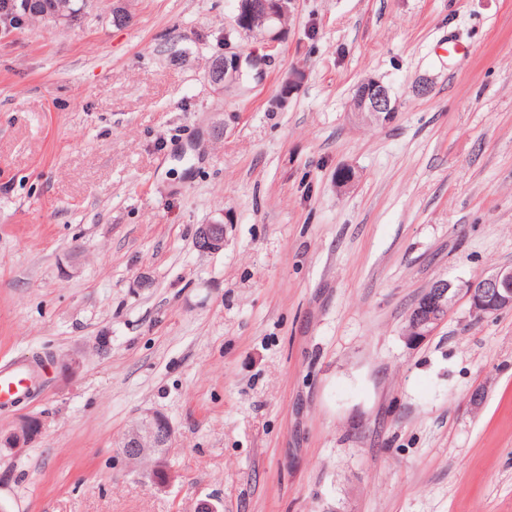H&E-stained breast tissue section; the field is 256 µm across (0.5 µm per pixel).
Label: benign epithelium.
Segmentation results:
<instances>
[{
  "instance_id": "7a95c632",
  "label": "benign epithelium",
  "mask_w": 512,
  "mask_h": 512,
  "mask_svg": "<svg viewBox=\"0 0 512 512\" xmlns=\"http://www.w3.org/2000/svg\"><path fill=\"white\" fill-rule=\"evenodd\" d=\"M33 12L46 21L64 22L68 16L53 2L37 5ZM266 56L245 55L240 52H226L224 57L212 66L211 80L225 90L240 89L239 83L247 76L261 81ZM355 110L368 112L378 119L392 117L388 88L378 81H366L358 86ZM197 248L202 252L216 253L224 248V225L203 224L196 235ZM465 294L470 301L471 315L483 320L503 310H512V267L479 279L468 281L458 287L445 279L435 281L417 300L411 315V334L404 336L407 344L415 345L432 336L446 320L455 298ZM39 431V422L34 419L22 421L16 432L0 439V444L9 448L34 438ZM174 434L169 420L159 413H147L124 435L121 451L129 460L149 456L153 459L154 484L166 486L171 480L165 453Z\"/></svg>"
}]
</instances>
